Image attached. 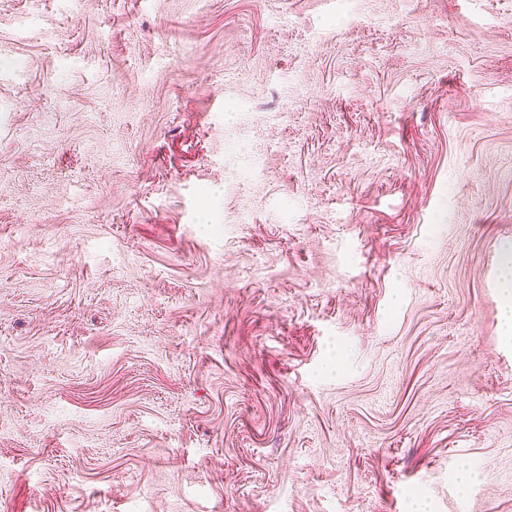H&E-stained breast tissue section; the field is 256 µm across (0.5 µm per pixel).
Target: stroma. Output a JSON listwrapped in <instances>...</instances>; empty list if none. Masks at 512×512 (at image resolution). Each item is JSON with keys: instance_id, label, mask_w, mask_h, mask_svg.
Listing matches in <instances>:
<instances>
[{"instance_id": "obj_1", "label": "stroma", "mask_w": 512, "mask_h": 512, "mask_svg": "<svg viewBox=\"0 0 512 512\" xmlns=\"http://www.w3.org/2000/svg\"><path fill=\"white\" fill-rule=\"evenodd\" d=\"M510 246L512 0H0V512H512ZM502 269L500 288L504 301L501 329L504 337L512 339V267H503Z\"/></svg>"}]
</instances>
